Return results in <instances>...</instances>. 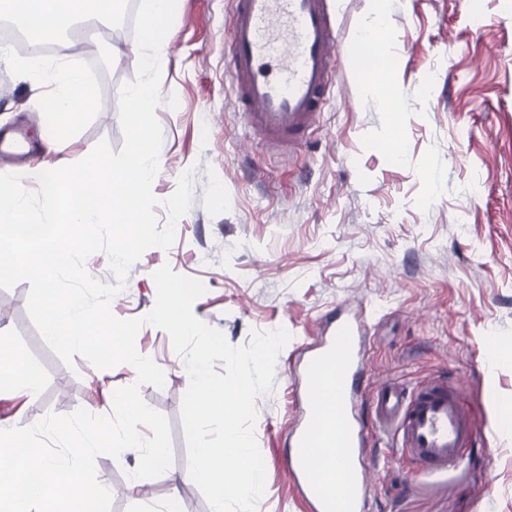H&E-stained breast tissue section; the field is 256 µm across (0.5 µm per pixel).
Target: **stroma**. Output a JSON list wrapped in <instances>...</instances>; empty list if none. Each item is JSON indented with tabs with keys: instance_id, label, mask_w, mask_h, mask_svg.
Returning <instances> with one entry per match:
<instances>
[{
	"instance_id": "stroma-1",
	"label": "stroma",
	"mask_w": 512,
	"mask_h": 512,
	"mask_svg": "<svg viewBox=\"0 0 512 512\" xmlns=\"http://www.w3.org/2000/svg\"><path fill=\"white\" fill-rule=\"evenodd\" d=\"M340 44L335 86L307 144L282 159L241 114L228 59L232 0H179L160 52L161 94L177 108L156 111L163 130L153 192L170 196L191 172L192 207L169 250L152 248L129 270L111 309L120 319L147 314L151 274L162 265L200 281L193 312L233 345L253 331L285 328L272 390L255 401V435L266 467L257 512H310L288 474L287 436L299 420L292 366L318 340L323 320L348 304L376 311L366 338L365 403L382 382L407 386L446 380L475 428L448 470L421 473L391 462L385 442L370 440L366 468L377 470L366 512H512V430L499 404L512 397V0H331ZM385 9L384 66L402 110L380 103L378 88L346 58L363 29ZM70 40L86 42L80 62L99 69L101 107L70 138L68 163L100 140L120 151V87L134 80L139 56L132 21L118 28L90 19ZM26 131L40 142L43 114L23 77L0 63V131ZM402 150L388 147L394 131ZM30 285L0 289V336L41 372L34 400L0 392V429L83 407L109 413L113 392L132 384L126 364L94 368L64 363L43 341L27 311ZM138 350L165 373V385L141 396L170 424L173 463L153 479H132L139 462L98 456L96 476L112 486L111 512H154L171 495L184 512H211L187 477L180 418L188 386L183 359L168 334L141 328ZM497 357H490L489 349Z\"/></svg>"
}]
</instances>
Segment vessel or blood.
I'll return each instance as SVG.
<instances>
[{"instance_id":"obj_1","label":"vessel or blood","mask_w":512,"mask_h":512,"mask_svg":"<svg viewBox=\"0 0 512 512\" xmlns=\"http://www.w3.org/2000/svg\"><path fill=\"white\" fill-rule=\"evenodd\" d=\"M230 40L231 77L248 126L268 146L296 153L333 84L338 38L329 0H236ZM369 330L366 309L344 311L299 358L306 391L286 465L311 512H365L366 432L357 416V381L367 363L362 339ZM374 413L380 435L393 440V456H410L426 471L454 464L473 433L458 397L441 383L413 393L388 385L377 393ZM322 437L337 447L332 487L318 476L312 453Z\"/></svg>"}]
</instances>
